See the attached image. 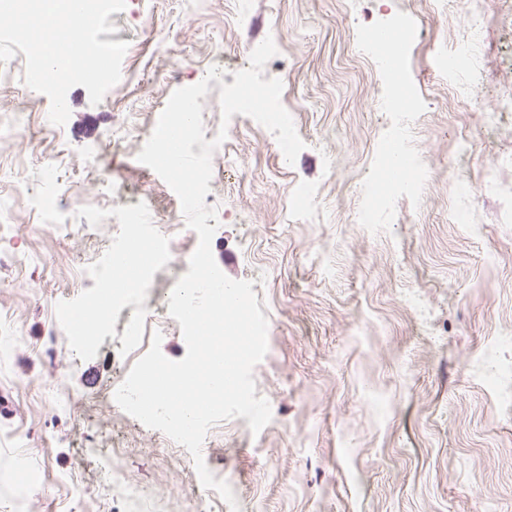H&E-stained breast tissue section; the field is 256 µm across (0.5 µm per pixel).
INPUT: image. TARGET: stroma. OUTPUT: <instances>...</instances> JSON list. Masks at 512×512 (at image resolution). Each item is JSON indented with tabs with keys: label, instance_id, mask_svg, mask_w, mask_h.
<instances>
[{
	"label": "stroma",
	"instance_id": "stroma-1",
	"mask_svg": "<svg viewBox=\"0 0 512 512\" xmlns=\"http://www.w3.org/2000/svg\"><path fill=\"white\" fill-rule=\"evenodd\" d=\"M474 10L487 28L473 53L438 70ZM402 11L415 27L405 77L424 177L364 231L355 213L395 117L361 36ZM108 21L109 41L130 48L122 79L96 105L71 88L65 125L25 85L24 54L0 63V126L17 108L30 115L24 135L0 137V512H127L102 478V452L150 492L146 512H231L189 452L132 421L114 394L137 360L127 317L160 314L195 250L176 194L137 160L152 119L215 65L222 79L201 103L205 127L219 130L221 84L248 66V43L269 36L283 50L264 76L285 83L305 147L283 162L269 130L240 122L227 132L238 163L214 170L205 203L218 216L217 265L253 281L269 321L254 379L272 420L256 435L241 417L212 426L206 465L240 512H512V414L473 370L512 326V171L497 167L512 155V112L481 120L512 96V0H128ZM59 184L56 224L30 199ZM302 187L314 200L301 211L290 203ZM117 205L174 226L166 262L94 342L51 336L107 287L116 232L83 228ZM457 208L472 228L453 223ZM407 290L433 308L432 327L402 307Z\"/></svg>",
	"mask_w": 512,
	"mask_h": 512
}]
</instances>
